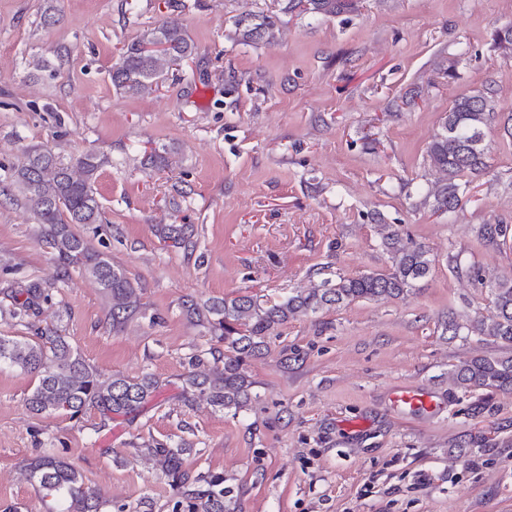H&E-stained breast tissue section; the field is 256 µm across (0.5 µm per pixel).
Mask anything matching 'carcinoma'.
<instances>
[{"mask_svg":"<svg viewBox=\"0 0 512 512\" xmlns=\"http://www.w3.org/2000/svg\"><path fill=\"white\" fill-rule=\"evenodd\" d=\"M311 13L335 15L351 8L349 0H297ZM234 25L246 42L259 43L274 38L276 18L267 14L237 17ZM157 44L166 48L153 49ZM194 44L183 29L162 24L127 45L109 78L119 93L152 94L159 90L169 71L192 57ZM495 112L486 97L473 94L457 97L446 113L441 129L427 150L429 165L441 174L428 191L434 209L456 208L467 184L457 182L465 173L480 174L488 168L483 146L484 129ZM108 159L87 152L67 160L51 149L31 146L23 161L13 167L10 186L33 211L40 232L58 260L73 266L102 290L110 304L112 330L118 332L140 308L136 289L126 272L112 263L110 255L95 249L76 227L100 223L101 205L93 183ZM381 245L390 254L387 272H371L357 277L339 276L290 295L262 303L243 295L219 303L186 306L190 321L212 333L216 345L188 357L181 377L180 398L184 405L205 402L214 410L237 415L249 410L257 400L252 383L241 373L245 358L258 356L267 348L266 339L278 327L299 316L324 308L364 299H398L407 294L430 271L432 259L422 245L402 243L396 224L381 225ZM159 235L175 247L192 244L190 224H165ZM53 304V288L42 281L14 283L0 289V312L30 325L44 307ZM492 311L465 326L466 335L492 343L512 346V278H502L491 286ZM35 374L38 382L26 398L30 412L60 413L78 418L94 410L106 419L141 414L156 397L162 382L151 373L137 378L120 374L102 377L74 349L68 337L56 327L37 326L32 336H0V369ZM457 387L512 389V355H489L471 359L452 369ZM193 451L185 440L177 443L151 440L136 449L151 461L176 490L179 497L172 512L185 506L188 512H224V475L195 472L183 467V456ZM29 480L44 496L54 500L59 512H101L104 502L86 488L77 469L55 453L47 451L25 464Z\"/></svg>","mask_w":512,"mask_h":512,"instance_id":"obj_1","label":"carcinoma"}]
</instances>
